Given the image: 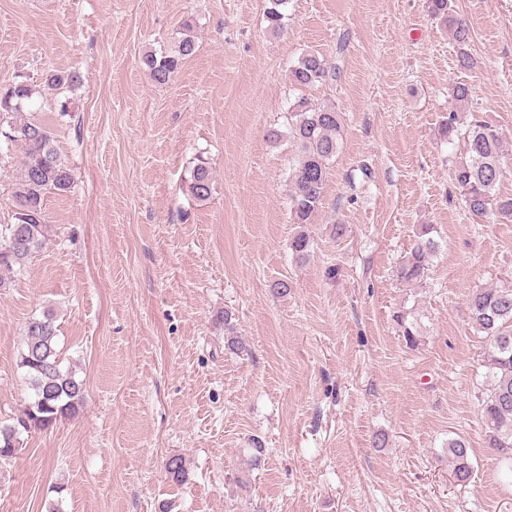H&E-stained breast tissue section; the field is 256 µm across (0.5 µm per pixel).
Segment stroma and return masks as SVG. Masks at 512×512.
I'll use <instances>...</instances> for the list:
<instances>
[{
  "mask_svg": "<svg viewBox=\"0 0 512 512\" xmlns=\"http://www.w3.org/2000/svg\"><path fill=\"white\" fill-rule=\"evenodd\" d=\"M451 6L470 23V70L427 0H290L278 34L266 0H0V89L68 76L31 110L74 173L46 198L47 244L0 290V422L32 398L17 366L32 317L53 315L85 383L76 416L0 464V512H512L467 305L512 286V223L465 211L450 177L461 148L440 134L454 84H468L461 118L501 132L498 191L512 195V0ZM188 18L195 55L153 84L142 55ZM311 50L335 78L292 87ZM301 97L343 123L302 228L285 135ZM21 158L0 152V225L15 218ZM200 158L214 177L203 203L185 183ZM425 225L438 243L427 275L401 283ZM301 229L303 261L290 249ZM227 311L244 352L224 346ZM403 312L421 327L413 348ZM458 435L463 485L448 463ZM174 455L187 482L166 472ZM448 462L452 467V474L457 482H467L472 473L469 448L465 439L454 437L448 440Z\"/></svg>",
  "mask_w": 512,
  "mask_h": 512,
  "instance_id": "35a3bbf8",
  "label": "stroma"
}]
</instances>
